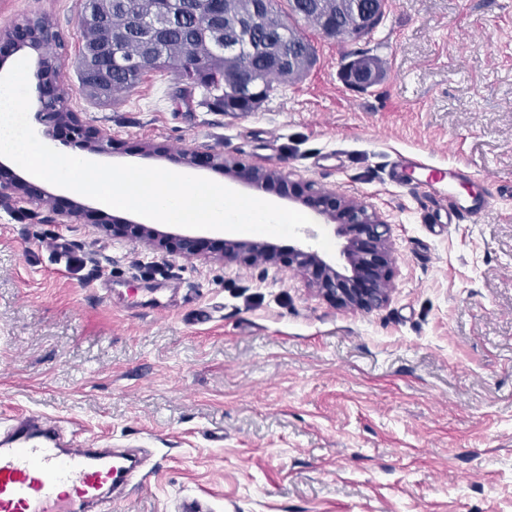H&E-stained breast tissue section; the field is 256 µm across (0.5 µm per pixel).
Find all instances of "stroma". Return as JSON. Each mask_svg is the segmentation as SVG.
I'll list each match as a JSON object with an SVG mask.
<instances>
[{
	"label": "stroma",
	"mask_w": 512,
	"mask_h": 512,
	"mask_svg": "<svg viewBox=\"0 0 512 512\" xmlns=\"http://www.w3.org/2000/svg\"><path fill=\"white\" fill-rule=\"evenodd\" d=\"M83 0H0V30L46 18L68 106L115 142L105 164L169 167L185 149L356 198L393 227L390 299L352 310L277 257L184 259L102 229L131 212L86 199L0 201V423L60 421L72 445L144 448V485L112 512H512V0H387L368 36L304 19L316 61L251 112L203 104L169 69L103 106L81 91ZM377 58L362 86L344 65ZM487 188L474 221L397 184L398 155ZM55 233L70 256L40 244Z\"/></svg>",
	"instance_id": "obj_1"
}]
</instances>
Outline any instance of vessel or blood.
<instances>
[{"instance_id":"obj_1","label":"vessel or blood","mask_w":512,"mask_h":512,"mask_svg":"<svg viewBox=\"0 0 512 512\" xmlns=\"http://www.w3.org/2000/svg\"><path fill=\"white\" fill-rule=\"evenodd\" d=\"M490 194L449 197V217L475 219ZM147 460L112 448H70L55 427L24 416L0 434V512H106L108 492L135 483Z\"/></svg>"}]
</instances>
